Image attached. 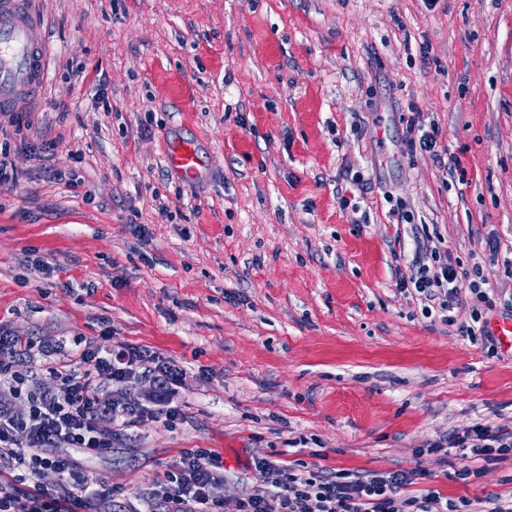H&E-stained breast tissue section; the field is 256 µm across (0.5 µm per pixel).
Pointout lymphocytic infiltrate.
Here are the masks:
<instances>
[{
  "instance_id": "obj_1",
  "label": "lymphocytic infiltrate",
  "mask_w": 512,
  "mask_h": 512,
  "mask_svg": "<svg viewBox=\"0 0 512 512\" xmlns=\"http://www.w3.org/2000/svg\"><path fill=\"white\" fill-rule=\"evenodd\" d=\"M406 149L411 154L421 151L437 160L447 159L446 173L451 181L467 184L466 168L459 156L441 144L436 127L412 122ZM465 286L478 305L471 309L468 319L461 320L456 312ZM398 288L415 291L429 307L443 313L448 325L457 326L461 335H487L481 310L493 308L494 302L477 281H465L456 262L430 266L416 261L412 276L400 281ZM42 354L60 380L57 389L29 393V410L23 418L0 406V512H39L37 504L46 497L54 501L53 512H79L87 501L108 493V485L83 470L67 451L79 448L89 456L102 454L111 448L112 439L98 430V419L108 416L116 420L139 413L140 408L105 393L97 383L99 376L106 374L119 382L139 370L151 374L155 379L153 405L165 423L180 418L172 397L182 371L169 359L127 345L103 352H67L59 345L47 346ZM457 445L470 452L469 465L457 473L462 480L474 475V461L512 458V432L494 431L480 424L459 435ZM257 465L266 471L268 481L240 499L238 512H512V498L497 494L487 497L480 508L469 498L451 499L433 488L418 495L408 494L407 486L419 475L415 469L328 475L319 470L297 473L270 459L258 460ZM47 471L59 475L62 485L69 487V494H50L41 482ZM223 481L215 454L185 450L173 471L157 481L154 495L167 512H222L219 488Z\"/></svg>"
}]
</instances>
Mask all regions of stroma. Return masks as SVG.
<instances>
[{
  "mask_svg": "<svg viewBox=\"0 0 512 512\" xmlns=\"http://www.w3.org/2000/svg\"><path fill=\"white\" fill-rule=\"evenodd\" d=\"M33 9L49 83L0 116L16 173L0 188V335L132 345L185 371L172 397L182 420L104 418L108 452L72 449L113 489L81 512H163L151 488L185 449L219 457L223 512L266 484L262 458L326 473L418 468L428 477L413 494L512 495L511 459L464 482L450 445L475 424L512 431V352L426 317L396 287L419 227L463 271L480 265L497 302L488 319L507 313L512 0ZM100 86L111 111L94 106ZM417 114L470 185L404 154ZM182 138L206 160L194 181L164 162Z\"/></svg>",
  "mask_w": 512,
  "mask_h": 512,
  "instance_id": "1",
  "label": "stroma"
}]
</instances>
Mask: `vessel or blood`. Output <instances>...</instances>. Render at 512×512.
Returning <instances> with one entry per match:
<instances>
[{"label":"vessel or blood","instance_id":"vessel-or-blood-1","mask_svg":"<svg viewBox=\"0 0 512 512\" xmlns=\"http://www.w3.org/2000/svg\"><path fill=\"white\" fill-rule=\"evenodd\" d=\"M31 0H0V112L27 105L48 83L49 45ZM169 166L187 180L203 165L195 144L169 147Z\"/></svg>","mask_w":512,"mask_h":512}]
</instances>
